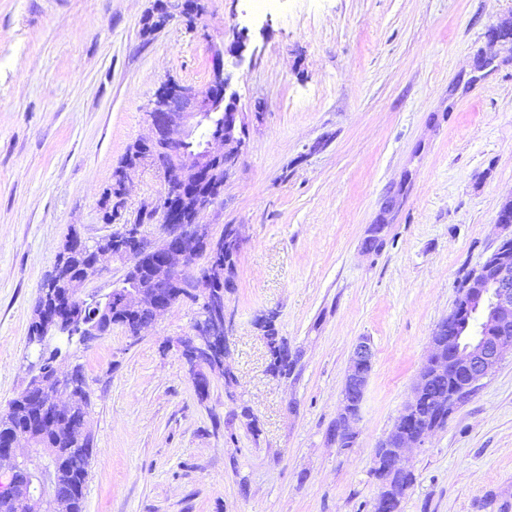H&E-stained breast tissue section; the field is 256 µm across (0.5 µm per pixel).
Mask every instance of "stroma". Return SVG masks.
Instances as JSON below:
<instances>
[{
  "instance_id": "stroma-1",
  "label": "stroma",
  "mask_w": 512,
  "mask_h": 512,
  "mask_svg": "<svg viewBox=\"0 0 512 512\" xmlns=\"http://www.w3.org/2000/svg\"><path fill=\"white\" fill-rule=\"evenodd\" d=\"M203 2L202 35L146 33L155 0H0V413L30 380L32 312L65 239L97 240L160 196L139 170L103 221L157 88H206L213 42L248 117L209 217L245 239L224 368L198 396L178 345L188 300L138 340L116 326L63 348L91 395L83 512H368L374 451L512 197V38L497 35L512 0ZM374 224L386 232L367 253ZM271 312L298 357L287 378L257 325ZM363 337L373 370L343 450L332 434ZM412 457L403 512H512L511 356Z\"/></svg>"
}]
</instances>
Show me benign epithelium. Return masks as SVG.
Segmentation results:
<instances>
[{
    "label": "benign epithelium",
    "instance_id": "obj_1",
    "mask_svg": "<svg viewBox=\"0 0 512 512\" xmlns=\"http://www.w3.org/2000/svg\"><path fill=\"white\" fill-rule=\"evenodd\" d=\"M163 6L167 24L181 21L192 30L201 24L200 0H163ZM209 51L212 67L206 91L167 80L158 87L146 111L152 134L138 141L135 167H152L162 174L164 191L159 204L145 205L133 219L93 243L77 234L67 239L70 252L91 253L93 263L85 278L70 282L65 292L56 295L38 327L44 336L70 333L76 325L74 304L81 297L80 286L99 277L104 256L121 265L122 278L113 282V287L121 289L116 308L128 313L147 309L155 319L171 309L177 304L176 279L182 278L198 305L192 335L181 341V347L199 392L210 386L200 366L223 364L227 343L223 282L229 263L224 260V242H230L236 251L243 244L237 225H226V237H216L204 218L224 190V183L216 180L217 171L230 174L247 146L237 93L230 90V75L224 71V50L211 45ZM148 212L160 216V224L152 232L145 229ZM454 311L461 317H481L479 337L464 341L465 321L457 323L452 316L434 328L412 395L381 442L382 452L372 461L379 474L412 467L408 449L423 447L435 431L433 425L414 427L430 379H451L452 388L440 404L453 408L460 392L478 387L512 355V235L502 237L491 255L471 271ZM373 359L370 339L361 338L350 359L336 417L338 431L352 442L358 438L356 424ZM69 381L55 376L36 384L31 398L46 400L52 409L40 412L25 431L31 453L17 457L16 434L0 436V461H10L8 470L0 471V496L13 502L17 512L71 510L70 497L61 493L66 476L59 460L69 449L40 448L44 435L66 428L68 407L59 404V396L71 393Z\"/></svg>",
    "mask_w": 512,
    "mask_h": 512
}]
</instances>
